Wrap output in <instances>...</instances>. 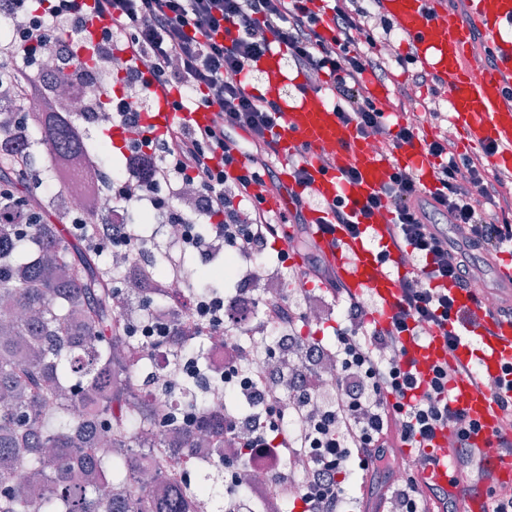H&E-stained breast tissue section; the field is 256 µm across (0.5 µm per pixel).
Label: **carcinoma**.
Masks as SVG:
<instances>
[{"mask_svg": "<svg viewBox=\"0 0 512 512\" xmlns=\"http://www.w3.org/2000/svg\"><path fill=\"white\" fill-rule=\"evenodd\" d=\"M29 98H0V187L21 194L32 222L0 221V512H201L195 495H160L129 480L141 442L165 447L154 410L128 379L138 369L114 322L128 292L108 260L64 236L70 213L47 201L12 153L32 143L11 132L18 116L39 128L48 161L84 152L74 116L52 100L59 84L32 76ZM82 412H74L75 404Z\"/></svg>", "mask_w": 512, "mask_h": 512, "instance_id": "1", "label": "carcinoma"}]
</instances>
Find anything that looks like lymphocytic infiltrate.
I'll list each match as a JSON object with an SVG mask.
<instances>
[{"mask_svg": "<svg viewBox=\"0 0 512 512\" xmlns=\"http://www.w3.org/2000/svg\"><path fill=\"white\" fill-rule=\"evenodd\" d=\"M11 14L25 24L9 44L0 46V66L11 69L15 93L26 90L41 54L64 57L57 75L86 95L101 101L102 82H91L86 62L74 46L84 17L101 19L104 28L93 45L97 58L120 57L122 73L145 97L171 96L177 112L215 111L211 124L174 123L157 136L143 134L140 115L124 109L122 97L108 99L109 123L132 134L128 152L147 156V179H118L109 185L113 201L121 207L151 199L163 219L184 226L187 249L204 251L208 240L250 260L275 250L280 263L306 244L309 233L303 193L311 176L300 156H292L297 186L291 209L266 208L260 187L279 185V106L256 95L249 77L253 63L274 47L286 49L288 60L314 89L328 92L339 118L353 124L361 137L378 136L383 151L391 153L418 138L423 125L437 134L426 143L434 161L435 185L426 188L408 170L394 168L361 215L348 211L342 199L325 203L319 221L321 233L344 225L359 235L360 222L381 212L390 215L391 247L408 269L401 278V297L387 325L370 321L364 301L353 294L336 271L320 257H311L302 276L324 285V293L345 299L344 323L335 329L333 345L320 337L300 335L306 316L284 295L274 301L255 300L253 318L269 332L268 355L288 360L295 346L307 345L294 374L260 371L242 380L253 392V407L270 416L267 424L224 426L225 439L239 447L259 451L277 449L294 472L305 477L295 500L300 512H353L359 498L353 487L350 463L360 459L374 470L385 469L395 454H405L410 475L394 489L395 512H450L451 487L465 482L467 489L485 493L490 512H512V486L499 483L479 466L481 448L475 437L480 423L452 408L449 381L457 375L478 385L491 384L502 416L496 431L497 447L512 457V364L500 376L486 381L474 364L449 367L437 364L428 376L410 366L402 335L426 336L443 330L448 348L457 337L450 326L474 322L480 310L495 309L500 318H512V305L491 304L489 294L474 298L475 310L462 314L451 288L470 290L474 256L488 257L512 245V179L494 171L488 158L492 147L460 150L456 140L441 131L447 113L436 109V79L418 67L409 55L388 58L377 45L368 18L377 15L378 0H8ZM233 32L225 41V32ZM391 84L394 107L402 112L392 121L368 96L366 76ZM427 88L426 97L413 91ZM179 181L196 185L200 216L209 223L208 237L194 234V219L179 212L163 189ZM72 234L95 251L114 248L137 252L140 248L133 223L91 228L82 214L70 217ZM286 248H279V241ZM183 324L193 336L204 337L225 329L226 345L235 348L240 323L224 296L193 293L183 301ZM336 366L338 393L315 412L310 379L323 362ZM296 383L298 407L292 417H276L282 388ZM449 429L455 443L451 459H443L433 440ZM448 466V485L426 480V471Z\"/></svg>", "mask_w": 512, "mask_h": 512, "instance_id": "lymphocytic-infiltrate-1", "label": "lymphocytic infiltrate"}]
</instances>
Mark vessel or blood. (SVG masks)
<instances>
[{"label":"vessel or blood","instance_id":"obj_1","mask_svg":"<svg viewBox=\"0 0 512 512\" xmlns=\"http://www.w3.org/2000/svg\"><path fill=\"white\" fill-rule=\"evenodd\" d=\"M380 12L403 36L416 64L437 79L441 92L450 94V122L460 130L462 148L494 146L492 167L512 175V100L506 95L512 87V37L504 32L512 23V0H469L467 11L449 8L448 0H379ZM482 35L492 48V68L474 71L468 64L473 39ZM262 80L264 96L275 102L282 113L281 150L302 155L308 162L313 181L311 195L330 201L342 198L352 211H361L367 199L380 189L393 167L414 173L424 186H432L433 161L423 140L403 145L393 155L370 149L355 129L343 123L324 92L308 86L302 74L289 72L282 51L265 54L255 65ZM178 119L169 102L158 101L153 111L142 113L141 124L153 133L163 132ZM330 156L332 167L321 169L322 156ZM356 170L359 177L350 182L343 174ZM388 239L384 222L369 225L360 236H351L344 227L322 235L318 244L329 264L353 293L370 292L378 301L374 313L378 323H387L400 296V279L391 272L399 264L398 255L382 262L380 250ZM482 343L481 366L484 374L497 376L504 363L512 362V320L496 314H480L478 324L460 333L455 352H448L442 335L419 339L403 337L402 343L417 372L441 361L449 364L469 361L471 340ZM454 408L463 410L483 426L476 444L484 451L481 466L493 468L500 483L512 482V458L499 457L494 434L501 410L492 392L466 377H455L449 384Z\"/></svg>","mask_w":512,"mask_h":512}]
</instances>
